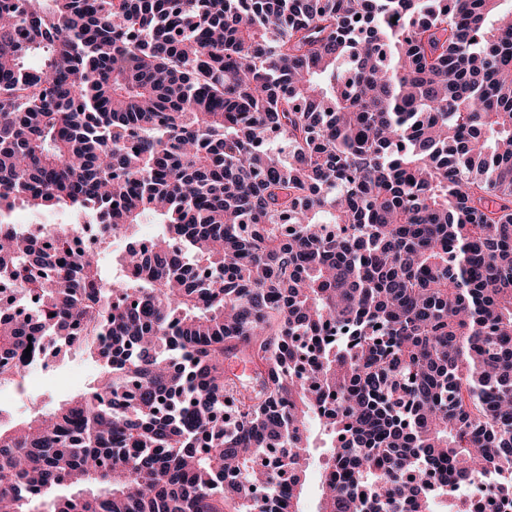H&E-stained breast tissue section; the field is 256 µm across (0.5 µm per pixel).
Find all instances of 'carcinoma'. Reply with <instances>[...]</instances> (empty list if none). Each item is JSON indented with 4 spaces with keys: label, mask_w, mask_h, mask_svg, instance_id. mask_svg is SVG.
I'll return each mask as SVG.
<instances>
[{
    "label": "carcinoma",
    "mask_w": 512,
    "mask_h": 512,
    "mask_svg": "<svg viewBox=\"0 0 512 512\" xmlns=\"http://www.w3.org/2000/svg\"><path fill=\"white\" fill-rule=\"evenodd\" d=\"M52 336L100 380L0 424V512L512 502V0H0V386ZM15 220L22 224H32L39 219H49L51 224H57V227H66L75 222L76 219L68 212H53L40 216H31L25 210L17 209L15 212ZM428 481L438 488L455 492L461 489L467 490L466 500L482 506L484 512H496L500 499L494 482L487 477L478 479L465 486L456 484L448 474L442 477L439 473H428Z\"/></svg>",
    "instance_id": "1"
}]
</instances>
